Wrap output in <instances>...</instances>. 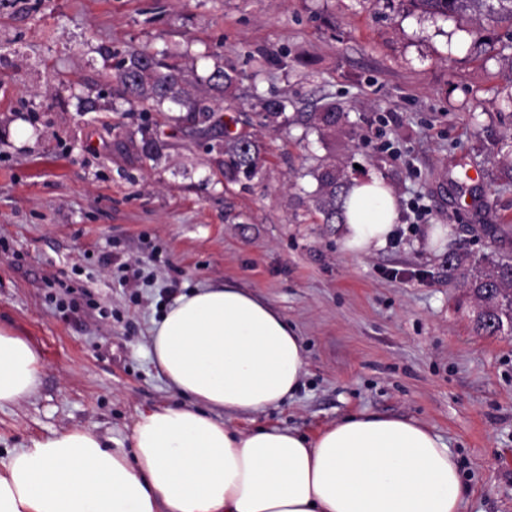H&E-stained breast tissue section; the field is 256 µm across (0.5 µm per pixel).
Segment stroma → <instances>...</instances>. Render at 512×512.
Returning a JSON list of instances; mask_svg holds the SVG:
<instances>
[{
	"instance_id": "stroma-1",
	"label": "stroma",
	"mask_w": 512,
	"mask_h": 512,
	"mask_svg": "<svg viewBox=\"0 0 512 512\" xmlns=\"http://www.w3.org/2000/svg\"><path fill=\"white\" fill-rule=\"evenodd\" d=\"M144 48L237 72L218 107L260 142L257 177L225 180V130L177 127L170 104L127 111L117 65ZM271 99L288 120L264 128ZM328 103L345 117L317 129ZM330 160L394 189L386 247L340 252L316 205ZM452 253L474 271L512 259L511 22L412 0H0V325L43 365L31 398L0 407L1 457L74 427L128 447L139 413L181 402L149 359L153 320L232 283L295 326L306 358L295 397L236 428L413 420L456 456L461 512H512V334L477 331Z\"/></svg>"
}]
</instances>
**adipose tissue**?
<instances>
[{"label":"adipose tissue","mask_w":512,"mask_h":512,"mask_svg":"<svg viewBox=\"0 0 512 512\" xmlns=\"http://www.w3.org/2000/svg\"><path fill=\"white\" fill-rule=\"evenodd\" d=\"M340 251L387 246L398 199L378 177L354 180ZM176 406L141 413L129 448L72 428L8 451L0 512H460L454 454L426 426L353 412L315 437L240 430L231 418L279 407L305 369L295 327L232 284L175 297L148 350ZM42 359L0 327V406L31 397Z\"/></svg>","instance_id":"obj_1"}]
</instances>
